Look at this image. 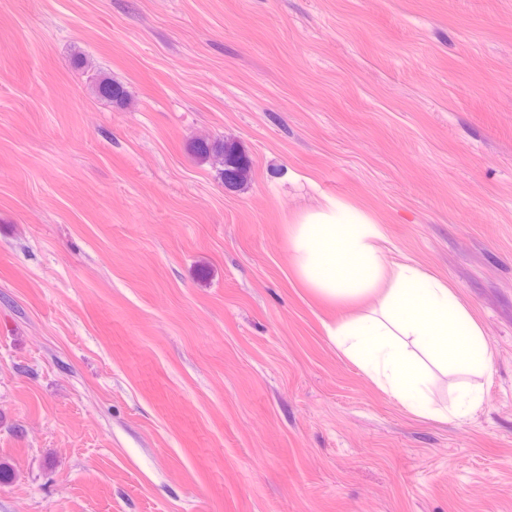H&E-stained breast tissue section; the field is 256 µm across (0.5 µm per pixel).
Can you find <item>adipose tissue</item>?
Wrapping results in <instances>:
<instances>
[{"label":"adipose tissue","mask_w":512,"mask_h":512,"mask_svg":"<svg viewBox=\"0 0 512 512\" xmlns=\"http://www.w3.org/2000/svg\"><path fill=\"white\" fill-rule=\"evenodd\" d=\"M293 269L318 295L368 312L327 326L328 338L366 376L414 414L433 413L432 370L482 377L492 352L483 330L447 281L381 258L382 224L343 199L296 214L288 229Z\"/></svg>","instance_id":"1"}]
</instances>
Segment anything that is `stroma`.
<instances>
[{
	"label": "stroma",
	"instance_id": "1",
	"mask_svg": "<svg viewBox=\"0 0 512 512\" xmlns=\"http://www.w3.org/2000/svg\"><path fill=\"white\" fill-rule=\"evenodd\" d=\"M327 197L472 311L467 421L328 339ZM0 467V512H512V0H0ZM96 89L101 97L109 99L121 107L127 106L130 102L124 88L120 84L112 82V78L106 75L97 78ZM216 157L222 164L225 183L237 184L244 181L247 174V161L232 145L222 146L216 151Z\"/></svg>",
	"mask_w": 512,
	"mask_h": 512
}]
</instances>
